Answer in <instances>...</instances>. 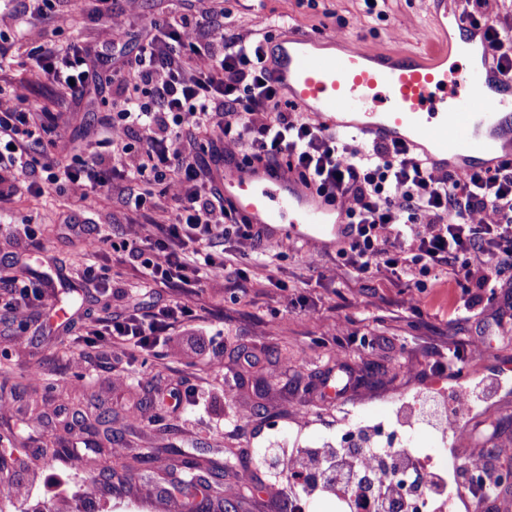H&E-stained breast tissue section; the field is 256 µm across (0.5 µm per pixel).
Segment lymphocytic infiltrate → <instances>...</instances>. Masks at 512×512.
<instances>
[{"label":"lymphocytic infiltrate","mask_w":512,"mask_h":512,"mask_svg":"<svg viewBox=\"0 0 512 512\" xmlns=\"http://www.w3.org/2000/svg\"><path fill=\"white\" fill-rule=\"evenodd\" d=\"M486 0H470L466 17L484 28L487 49L498 71L512 77V32L489 21ZM269 39L227 36L206 13L169 14L153 25L139 51L113 71L116 113L104 131L107 156L67 163L47 159L36 179L31 145L52 128L53 116L27 107V88L17 84L0 98V164L25 177L33 194L53 186L63 195L117 183L130 184L128 207L149 209L151 185L161 187L175 218L167 224L135 225L130 254L146 279L191 294L203 279L223 282L269 278V260L258 257L245 268L230 269L210 246L215 239L254 242L260 233L250 218L225 199L212 177L213 165L236 160L238 168L281 173L334 205L345 219V247L336 253L343 281L387 276L410 308H418L426 279L447 268L451 281L468 295L451 310L462 318L495 298L497 275L512 269V159L495 167L458 175L438 172L401 142L380 140L371 148L344 144L290 109L270 78ZM102 52L73 46L44 48L35 63L60 89L82 95ZM199 143L187 151L185 141ZM187 304L123 318H103L90 327L91 342L113 349L151 350L169 329L191 318ZM499 395L494 376L465 383L457 391V410L447 429L455 447L467 445L463 411L491 403ZM368 431L359 442L320 456L276 461L273 469L289 497L304 490L347 495L353 512H391L399 506L389 475L405 459L367 452ZM512 453L501 445L470 455L467 467L447 474L421 471L429 512H443L449 494L467 481L468 468L481 470L498 485V460Z\"/></svg>","instance_id":"obj_1"}]
</instances>
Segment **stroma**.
Returning <instances> with one entry per match:
<instances>
[{
    "mask_svg": "<svg viewBox=\"0 0 512 512\" xmlns=\"http://www.w3.org/2000/svg\"><path fill=\"white\" fill-rule=\"evenodd\" d=\"M28 5L0 0V33L14 44L0 62V83H27L29 107L56 115L51 136L57 157L102 154L99 141L113 113L111 86H100L88 104L76 106L38 76L31 49L48 38L96 44L102 14L109 11L130 22L114 48L127 57L152 21L192 4L88 0L75 18L69 0H60L43 20L29 19ZM201 7L227 34L246 40L267 33L277 39L331 33L372 52L425 58L441 45L431 22L432 0H379L371 13L363 0H202ZM135 218L103 188L82 199L18 190L0 201V368L19 382L36 377L49 417L45 424L30 419L21 398L0 417V472L15 492L0 512H177L171 487L182 475V462L241 459L252 465L251 492H237L234 470L209 472L205 512H221L225 497L239 499V512H288L269 477L271 459L259 457V450L292 434L326 438L347 418L385 419L401 398L434 385L428 371L433 352L472 337H484L485 351L466 356L465 377L497 372L512 361V270L500 274L497 299L469 318L452 320L449 309L466 294L446 273H438L420 308L412 310L386 276L341 285L335 247L314 251L265 235L254 244L218 239L212 250L231 254L238 266L267 254L275 284L206 281L186 297L148 282L123 250ZM20 224L34 225L36 240L17 233ZM100 224L111 225L112 243L94 254L89 244ZM88 265L105 275L111 290L83 278ZM12 279L47 286L45 302L31 301L22 322L10 308ZM179 300L193 311L191 321L172 334L180 356L161 346L131 356L84 342L93 319L122 317L135 308L148 313ZM339 322L344 331L337 336L333 327ZM365 336L372 350L365 383L337 399L319 395L337 352L356 355ZM230 377L237 380L231 393L225 387ZM132 399L152 411V420L129 417ZM79 412L111 417L112 445L123 449L125 465L101 472L95 453L76 446L67 425ZM237 417L243 431L233 435L225 423ZM53 443L71 446V454L43 455Z\"/></svg>",
    "mask_w": 512,
    "mask_h": 512,
    "instance_id": "1",
    "label": "stroma"
}]
</instances>
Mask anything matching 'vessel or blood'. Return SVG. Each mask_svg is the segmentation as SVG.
Returning <instances> with one entry per match:
<instances>
[{
    "label": "vessel or blood",
    "mask_w": 512,
    "mask_h": 512,
    "mask_svg": "<svg viewBox=\"0 0 512 512\" xmlns=\"http://www.w3.org/2000/svg\"><path fill=\"white\" fill-rule=\"evenodd\" d=\"M291 35L274 46L272 77L298 109L326 116L330 132L356 130L423 150L429 163L462 173L512 155V80L488 62L448 72L440 56L386 61L360 45L326 56ZM222 189L253 224L320 245L336 231L326 203L291 179L264 171L224 169Z\"/></svg>",
    "instance_id": "1"
}]
</instances>
